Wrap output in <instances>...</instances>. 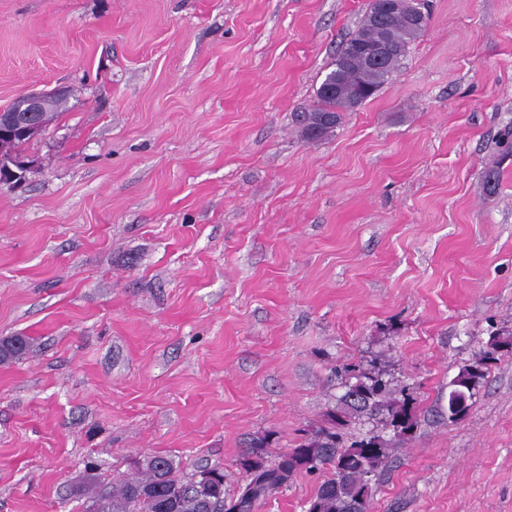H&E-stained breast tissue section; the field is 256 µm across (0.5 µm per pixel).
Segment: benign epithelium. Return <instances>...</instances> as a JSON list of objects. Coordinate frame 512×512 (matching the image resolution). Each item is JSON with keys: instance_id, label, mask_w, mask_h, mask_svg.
Masks as SVG:
<instances>
[{"instance_id": "obj_1", "label": "benign epithelium", "mask_w": 512, "mask_h": 512, "mask_svg": "<svg viewBox=\"0 0 512 512\" xmlns=\"http://www.w3.org/2000/svg\"><path fill=\"white\" fill-rule=\"evenodd\" d=\"M402 0H374V19L383 22L393 14ZM66 90L53 89L49 92L25 94L6 109L0 110V183L16 184L23 182L33 161L16 159L6 153L7 143L15 136L35 138L43 132L42 113L47 111L50 101L63 98Z\"/></svg>"}]
</instances>
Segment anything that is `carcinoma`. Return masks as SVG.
I'll return each instance as SVG.
<instances>
[{
    "label": "carcinoma",
    "mask_w": 512,
    "mask_h": 512,
    "mask_svg": "<svg viewBox=\"0 0 512 512\" xmlns=\"http://www.w3.org/2000/svg\"><path fill=\"white\" fill-rule=\"evenodd\" d=\"M413 11L414 5L407 3L384 25L372 22L369 14L365 16L342 44L317 90V102L304 118L305 138H320L333 131L344 113L371 99L363 89L377 93L390 80L409 44L424 31L410 22ZM378 42L392 48L383 63H372L358 53L359 46ZM324 115L333 116V122L317 134V121ZM28 348L25 336L1 339L0 362L21 358ZM503 350L512 352V336L491 337L486 350L450 382L442 412L448 422L462 418L454 408L456 399L463 394L469 400L474 397L489 365ZM344 372L352 374L356 383L347 385L323 423L302 436L295 447L280 451L269 461L267 438L261 437L241 452L238 465L244 484L232 497L224 492V469L204 466L184 475L172 458L154 455L143 459L133 474L122 475L111 487L100 490L86 512H257L261 502L287 488L299 475L320 479L308 500L309 512H371V480L388 462L392 440L372 428L348 444L343 430L365 419L404 437L416 424L415 399L380 373L354 367H346Z\"/></svg>",
    "instance_id": "1"
}]
</instances>
